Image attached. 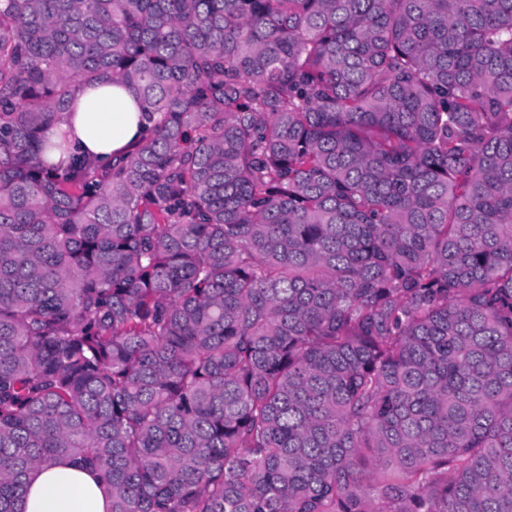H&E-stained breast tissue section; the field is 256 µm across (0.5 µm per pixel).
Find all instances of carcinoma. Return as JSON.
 Wrapping results in <instances>:
<instances>
[{
    "instance_id": "1",
    "label": "carcinoma",
    "mask_w": 512,
    "mask_h": 512,
    "mask_svg": "<svg viewBox=\"0 0 512 512\" xmlns=\"http://www.w3.org/2000/svg\"><path fill=\"white\" fill-rule=\"evenodd\" d=\"M107 77L151 120L105 168L45 130ZM55 461L512 512V0H0V512Z\"/></svg>"
}]
</instances>
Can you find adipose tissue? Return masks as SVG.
I'll return each mask as SVG.
<instances>
[{
    "mask_svg": "<svg viewBox=\"0 0 512 512\" xmlns=\"http://www.w3.org/2000/svg\"><path fill=\"white\" fill-rule=\"evenodd\" d=\"M147 127L139 98L106 80L82 87L47 136L68 138L79 151L108 165L133 148ZM108 508L100 479L69 464L41 467L27 481L26 512H107Z\"/></svg>",
    "mask_w": 512,
    "mask_h": 512,
    "instance_id": "ef3b65f1",
    "label": "adipose tissue"
}]
</instances>
